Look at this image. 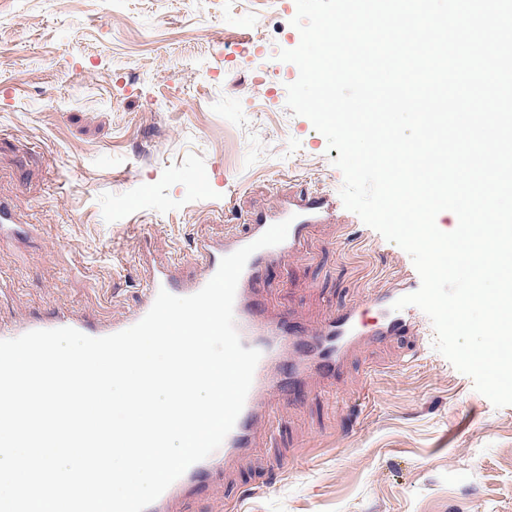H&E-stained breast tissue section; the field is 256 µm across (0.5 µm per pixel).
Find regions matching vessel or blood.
Segmentation results:
<instances>
[{
	"label": "vessel or blood",
	"instance_id": "vessel-or-blood-1",
	"mask_svg": "<svg viewBox=\"0 0 512 512\" xmlns=\"http://www.w3.org/2000/svg\"><path fill=\"white\" fill-rule=\"evenodd\" d=\"M335 216L333 193L317 190L304 196L282 198L274 209L247 215L242 230L227 232L223 240H196L194 254L201 268L199 275L178 281L166 267L154 268L141 285L140 304L129 319L98 327L66 314L47 321V328L71 327L92 337L122 331L147 314L159 289L181 296L198 292L215 274L224 256L255 241L272 224L290 220L283 243L250 256L236 290L234 318L241 344L261 353L244 408L222 445L206 459L190 466L145 512H165L167 503L186 487L206 488L213 475L225 470L245 448L251 447L255 429L275 417L268 403L262 400L264 393L274 391L295 396L301 383L311 375L335 377L360 344L387 343L400 336L418 334L419 325L413 316L392 308L404 294L400 288L374 292L367 302L338 309L313 328L303 327L286 316L268 314L253 288L262 270L272 262L301 252L313 228Z\"/></svg>",
	"mask_w": 512,
	"mask_h": 512
}]
</instances>
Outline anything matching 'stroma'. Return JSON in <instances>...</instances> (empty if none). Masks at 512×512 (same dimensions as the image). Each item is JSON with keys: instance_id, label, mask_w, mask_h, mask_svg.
<instances>
[{"instance_id": "stroma-1", "label": "stroma", "mask_w": 512, "mask_h": 512, "mask_svg": "<svg viewBox=\"0 0 512 512\" xmlns=\"http://www.w3.org/2000/svg\"><path fill=\"white\" fill-rule=\"evenodd\" d=\"M296 0H0V323L115 321L154 265L199 272L194 238L320 188L338 150L286 106ZM405 281L410 256L337 204L255 284L308 326ZM372 344L339 377L280 398L213 487L167 512H512V405L494 407L433 347Z\"/></svg>"}]
</instances>
